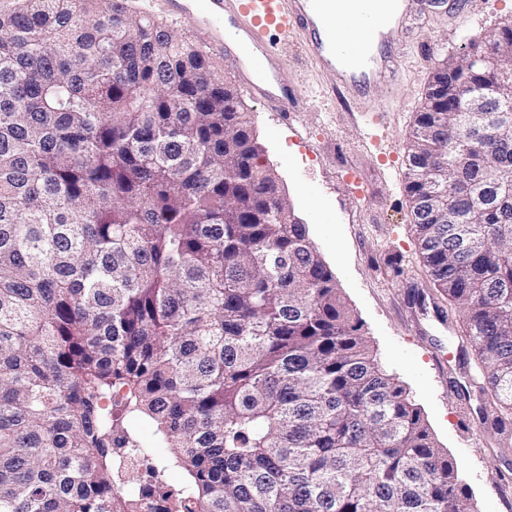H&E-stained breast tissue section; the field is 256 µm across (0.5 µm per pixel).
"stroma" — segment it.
Listing matches in <instances>:
<instances>
[{"label":"stroma","instance_id":"1","mask_svg":"<svg viewBox=\"0 0 512 512\" xmlns=\"http://www.w3.org/2000/svg\"><path fill=\"white\" fill-rule=\"evenodd\" d=\"M129 7L200 43L193 20L167 15L164 0H126ZM512 0H466L460 14L412 24L398 81L360 111L335 91L299 38L281 43L291 81L305 93L292 117L248 94L240 99L283 196L308 227L346 306L359 318L382 366L409 392L437 444L460 465L477 512H512V426L494 432L478 391L463 393L480 370L460 351L463 325L419 260L405 190L407 137L441 60L483 42Z\"/></svg>","mask_w":512,"mask_h":512}]
</instances>
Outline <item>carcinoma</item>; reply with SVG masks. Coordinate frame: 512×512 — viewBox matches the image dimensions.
<instances>
[{
  "instance_id": "obj_1",
  "label": "carcinoma",
  "mask_w": 512,
  "mask_h": 512,
  "mask_svg": "<svg viewBox=\"0 0 512 512\" xmlns=\"http://www.w3.org/2000/svg\"><path fill=\"white\" fill-rule=\"evenodd\" d=\"M443 63L406 143L416 244L512 416V21ZM210 59L124 0L0 17V512H476L387 373ZM448 207L426 219L432 180ZM139 418L143 437L126 424ZM112 457L119 465L117 488L124 493L141 496L142 489L152 483L153 458L133 448H112Z\"/></svg>"
}]
</instances>
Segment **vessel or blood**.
<instances>
[{
    "label": "vessel or blood",
    "mask_w": 512,
    "mask_h": 512,
    "mask_svg": "<svg viewBox=\"0 0 512 512\" xmlns=\"http://www.w3.org/2000/svg\"><path fill=\"white\" fill-rule=\"evenodd\" d=\"M169 14L192 17L206 52L232 60L243 89L280 112L302 96L281 65L282 38L298 34L308 59L361 108L396 81L404 36L439 6L461 0H166Z\"/></svg>",
    "instance_id": "1"
}]
</instances>
